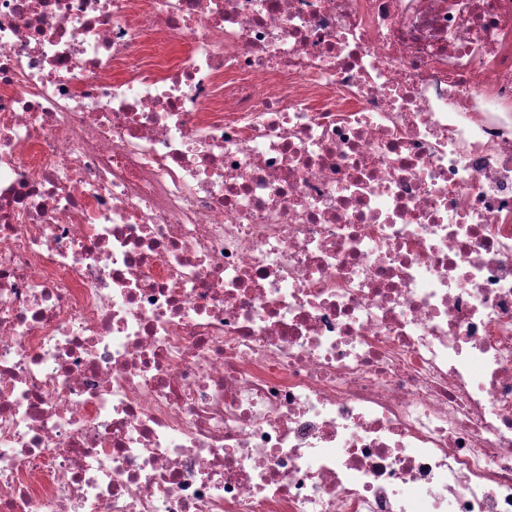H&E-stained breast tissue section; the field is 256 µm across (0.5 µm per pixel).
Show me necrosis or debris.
<instances>
[{"label":"necrosis or debris","mask_w":512,"mask_h":512,"mask_svg":"<svg viewBox=\"0 0 512 512\" xmlns=\"http://www.w3.org/2000/svg\"><path fill=\"white\" fill-rule=\"evenodd\" d=\"M0 512H512V0H0Z\"/></svg>","instance_id":"1"}]
</instances>
